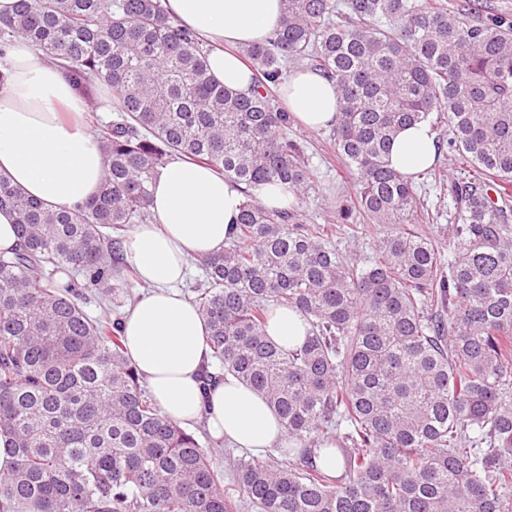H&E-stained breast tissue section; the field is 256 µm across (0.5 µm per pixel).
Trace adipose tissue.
Here are the masks:
<instances>
[{"label": "adipose tissue", "mask_w": 512, "mask_h": 512, "mask_svg": "<svg viewBox=\"0 0 512 512\" xmlns=\"http://www.w3.org/2000/svg\"><path fill=\"white\" fill-rule=\"evenodd\" d=\"M168 13L214 44L209 73L224 87L250 92L253 73L237 47L265 41L279 26L281 0H164ZM290 113L318 130L336 122V89L309 71L289 76L280 88ZM89 101L62 70L40 58L24 40L0 50V173L30 197L73 207L94 197L105 161L82 116ZM436 133L425 122L399 130L390 165L411 175L432 165ZM241 194L212 169L176 160L156 176L155 221L134 225L124 257L151 289L123 322L129 359L143 376L160 413L184 425L206 417L213 439L256 450L284 445L280 419L255 389L233 376L202 392L207 322L177 289L189 258L220 251L239 214ZM308 326L295 311L277 309L266 333L280 347L302 343Z\"/></svg>", "instance_id": "adipose-tissue-1"}]
</instances>
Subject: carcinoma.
Returning <instances> with one entry per match:
<instances>
[{
	"instance_id": "obj_1",
	"label": "carcinoma",
	"mask_w": 512,
	"mask_h": 512,
	"mask_svg": "<svg viewBox=\"0 0 512 512\" xmlns=\"http://www.w3.org/2000/svg\"><path fill=\"white\" fill-rule=\"evenodd\" d=\"M279 27L239 49L249 95L208 73L215 46L161 0H17L0 44L33 43L118 119L92 124L98 194L55 207L0 176L17 246L0 252V431L14 466L0 512H512V22L448 0H282ZM336 89V158L355 175L334 219L304 224L308 158L279 93L289 65ZM446 125L459 175L389 165L396 133ZM211 167L243 202L224 249L199 259L194 303L223 373L262 393L288 433L282 459L241 457L236 493L194 435L160 414L128 359L121 318L93 320L87 292L119 295L115 254L153 221L152 181L172 160ZM450 198L448 259L423 224ZM288 188L266 207L253 189ZM376 224L365 264L338 225ZM278 308L309 325L283 350ZM336 445V471L320 446ZM94 98V102L99 106L94 110L98 123L106 124L117 120L118 113L112 111L111 95L106 88L98 86L95 90Z\"/></svg>"
}]
</instances>
